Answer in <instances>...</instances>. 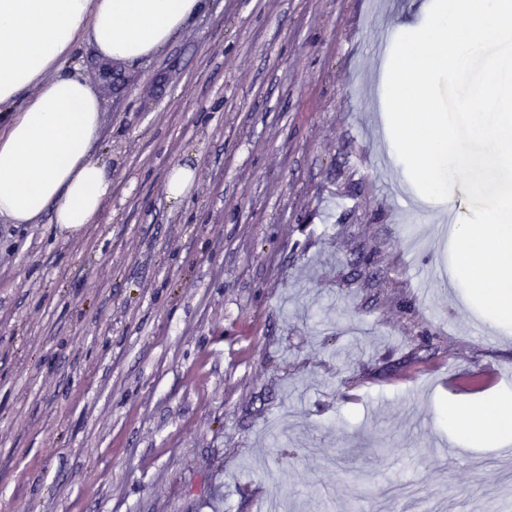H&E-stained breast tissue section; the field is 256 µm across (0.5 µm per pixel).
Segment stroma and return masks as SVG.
Listing matches in <instances>:
<instances>
[{
    "label": "stroma",
    "instance_id": "stroma-1",
    "mask_svg": "<svg viewBox=\"0 0 512 512\" xmlns=\"http://www.w3.org/2000/svg\"><path fill=\"white\" fill-rule=\"evenodd\" d=\"M431 2L207 0L104 93L93 222L0 221V512H413L403 484L512 507L504 449L453 446L446 412L490 394L454 376L512 370V327L429 241L467 194L389 155L364 24ZM194 170L188 165H176L171 169L166 184V193L170 201L183 200L193 187Z\"/></svg>",
    "mask_w": 512,
    "mask_h": 512
}]
</instances>
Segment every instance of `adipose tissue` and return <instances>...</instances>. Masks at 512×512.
Returning a JSON list of instances; mask_svg holds the SVG:
<instances>
[{"label": "adipose tissue", "mask_w": 512, "mask_h": 512, "mask_svg": "<svg viewBox=\"0 0 512 512\" xmlns=\"http://www.w3.org/2000/svg\"><path fill=\"white\" fill-rule=\"evenodd\" d=\"M205 0H0V220L70 232L92 223L112 181L92 153L102 94L71 68L88 39L106 64L130 66L164 50ZM32 96L23 108L22 91ZM455 443L512 445V398L449 410Z\"/></svg>", "instance_id": "ef3b65f1"}]
</instances>
